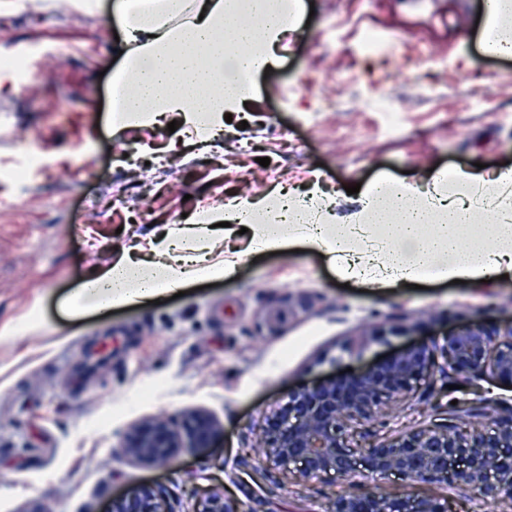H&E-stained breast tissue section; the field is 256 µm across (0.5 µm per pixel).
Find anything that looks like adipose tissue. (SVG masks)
<instances>
[{"label": "adipose tissue", "mask_w": 512, "mask_h": 512, "mask_svg": "<svg viewBox=\"0 0 512 512\" xmlns=\"http://www.w3.org/2000/svg\"><path fill=\"white\" fill-rule=\"evenodd\" d=\"M300 9L301 0H115L128 49L111 85L114 124L156 125L178 112L199 141L212 140L225 113L239 111L250 97L255 62L275 64ZM481 18L483 53L512 56V0H494ZM510 184L512 169L439 172L425 190L383 179L364 191L347 222L333 204L322 203L316 182L307 192L318 202L314 209L290 205L276 190L237 196L221 211L165 225L155 238L122 248L108 268L84 280L76 299L80 307L105 311L233 276L240 254L216 259L184 244L189 233L220 235L223 222L247 224L253 251L279 254L301 244L367 288L423 278L474 287L512 276Z\"/></svg>", "instance_id": "1"}]
</instances>
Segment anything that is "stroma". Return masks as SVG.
<instances>
[{"mask_svg":"<svg viewBox=\"0 0 512 512\" xmlns=\"http://www.w3.org/2000/svg\"><path fill=\"white\" fill-rule=\"evenodd\" d=\"M112 2L0 0V57L19 69L0 91V328L12 329L0 338V512H109L144 487L164 490L171 512H192L206 493L241 512H329L375 484L446 499L451 512H512L463 485L362 467L283 487L281 467L254 447L291 390L442 341L470 318L512 321L511 279L346 289L317 251L256 256L236 233L210 242L243 255L213 286L107 315L72 303L122 245L237 194L316 181L346 215L360 200L347 187L382 176L423 185L477 162L512 169V58L480 54L478 0H313L310 23L207 146L164 123L113 127ZM383 95L401 109L393 132ZM31 150L41 163L29 168ZM144 166L147 178L132 180ZM105 196L119 204L100 223L89 205ZM410 403L402 393L382 405L391 429L436 419L431 404ZM197 413L221 429L209 447L163 466L121 454L140 423L179 429Z\"/></svg>","mask_w":512,"mask_h":512,"instance_id":"1","label":"stroma"}]
</instances>
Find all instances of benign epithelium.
I'll return each instance as SVG.
<instances>
[{
	"mask_svg": "<svg viewBox=\"0 0 512 512\" xmlns=\"http://www.w3.org/2000/svg\"><path fill=\"white\" fill-rule=\"evenodd\" d=\"M502 336L504 340L495 341ZM457 375L491 372L512 378V323L489 330L469 321L448 333L441 345H413L389 360L344 378L288 394L276 425L262 429L256 447L283 471L300 462L302 475L347 473L360 457L372 475L396 472L420 483H463L495 503L512 496V409L465 400L448 405V423L430 424L381 439L369 430L376 409L398 392L416 391L438 360ZM215 423L198 414L182 430L154 419L127 436L121 452L149 465L167 464L181 448H205L217 436ZM111 512H166L163 493L145 488L112 501ZM202 512H238L222 495L206 499ZM332 512H448V501L411 494L390 496L379 486L344 494Z\"/></svg>",
	"mask_w": 512,
	"mask_h": 512,
	"instance_id": "1",
	"label": "benign epithelium"
}]
</instances>
